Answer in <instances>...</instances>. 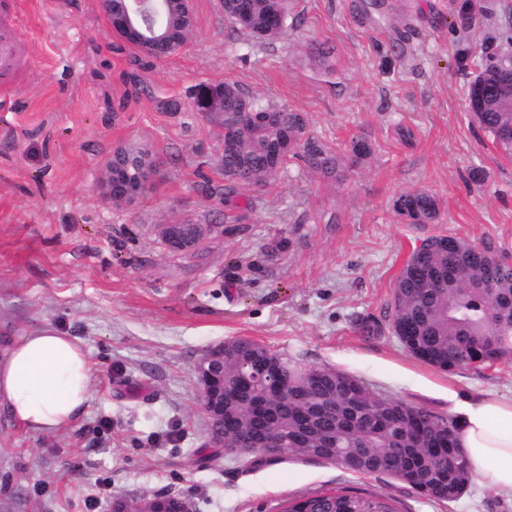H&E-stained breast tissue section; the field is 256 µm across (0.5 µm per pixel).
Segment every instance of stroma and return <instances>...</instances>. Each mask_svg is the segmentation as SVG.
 Masks as SVG:
<instances>
[{
    "label": "stroma",
    "instance_id": "1",
    "mask_svg": "<svg viewBox=\"0 0 512 512\" xmlns=\"http://www.w3.org/2000/svg\"><path fill=\"white\" fill-rule=\"evenodd\" d=\"M13 2L31 65L0 95V350L41 328L77 337L94 385L54 432L0 408V512H106L113 498L164 492L189 493L197 512H278L286 498L346 486L392 495L402 512H512L475 483L438 502L387 474L289 453L209 461L193 374L211 346L248 338L444 418L450 385L512 398V361L447 373L391 332L358 328L388 324L396 279L429 236L512 262V157L466 107L473 61L495 47L512 0L463 14L449 0H296L285 34L264 43L233 29L220 0H194L192 34L161 60L111 35L99 0ZM224 80L303 113L343 157L337 173L296 160L263 189L205 197L202 178L224 182V145L187 91ZM358 139L371 153L353 166ZM129 145L162 169L151 191L116 206L100 182ZM409 189L437 196L439 223L395 213ZM184 218L218 230L174 255L157 227Z\"/></svg>",
    "mask_w": 512,
    "mask_h": 512
}]
</instances>
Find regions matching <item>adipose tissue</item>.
<instances>
[{"label":"adipose tissue","mask_w":512,"mask_h":512,"mask_svg":"<svg viewBox=\"0 0 512 512\" xmlns=\"http://www.w3.org/2000/svg\"><path fill=\"white\" fill-rule=\"evenodd\" d=\"M93 368L80 341L46 328L20 337L0 355V405L27 430L70 425L91 398ZM459 444L478 482L512 499V399L448 391Z\"/></svg>","instance_id":"ef3b65f1"}]
</instances>
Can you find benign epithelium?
<instances>
[{
	"label": "benign epithelium",
	"instance_id": "obj_1",
	"mask_svg": "<svg viewBox=\"0 0 512 512\" xmlns=\"http://www.w3.org/2000/svg\"><path fill=\"white\" fill-rule=\"evenodd\" d=\"M100 2L110 31L133 47L140 49L161 39L171 47L178 44L177 39L164 32L165 15L171 0H122L120 11L112 10V0ZM159 169V159L150 155L133 177L128 165L112 159L101 182L102 192L110 199L114 191L120 190L123 199L132 202L150 188ZM213 228V224H195L189 219H182L174 224H161L157 231L168 251L189 254L197 250ZM193 371L199 387L200 408L209 423L206 432L208 447L221 448L224 444V344L212 347L196 362ZM174 509L195 512L191 496L168 493L151 499L122 497L112 499L108 505L110 512H172Z\"/></svg>",
	"mask_w": 512,
	"mask_h": 512
}]
</instances>
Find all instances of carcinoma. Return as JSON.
<instances>
[{
    "label": "carcinoma",
    "instance_id": "1",
    "mask_svg": "<svg viewBox=\"0 0 512 512\" xmlns=\"http://www.w3.org/2000/svg\"><path fill=\"white\" fill-rule=\"evenodd\" d=\"M289 0H221L224 19L235 29L266 41L286 30ZM474 62L476 76L492 92L478 94L470 83L468 100L482 96L474 113L504 152L512 156V74ZM200 112L224 113V194L275 180L292 158L329 174L340 158L308 134L304 115L262 105L233 82L201 87ZM245 112H267L253 126ZM394 209L411 224H436L439 201L423 189L400 194ZM456 247L416 251L401 271L393 294L391 325L416 359L446 372L483 367L493 356L512 358V264L491 251L454 239ZM276 360L284 393L263 382H246L240 372L262 370ZM288 436V452L304 458H335L346 470L388 474L434 501L458 499L471 481V463L458 446L454 420L400 399L373 395L358 378L332 367L308 369L268 347L238 338L224 355V442L239 445L247 458L258 436ZM284 512H398L391 498L363 490L332 489L292 498Z\"/></svg>",
    "mask_w": 512,
    "mask_h": 512
}]
</instances>
